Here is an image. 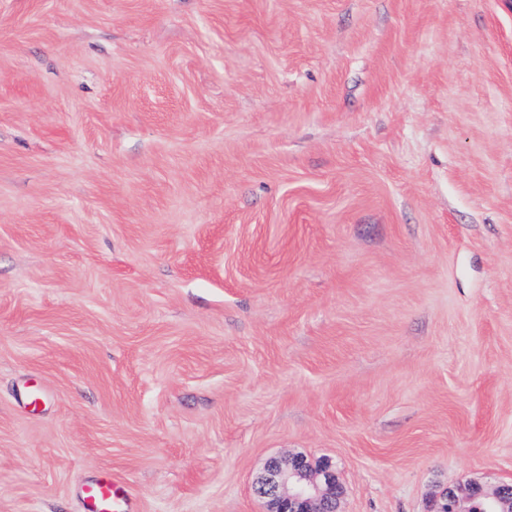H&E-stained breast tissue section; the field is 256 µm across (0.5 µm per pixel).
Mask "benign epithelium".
<instances>
[{
	"label": "benign epithelium",
	"instance_id": "7a95c632",
	"mask_svg": "<svg viewBox=\"0 0 512 512\" xmlns=\"http://www.w3.org/2000/svg\"><path fill=\"white\" fill-rule=\"evenodd\" d=\"M341 489L331 461L312 462L302 454L270 461L254 483L266 512H338L336 492ZM483 496L496 505L494 512H512V484L487 491L477 483L453 494L443 493L435 512H474L471 502Z\"/></svg>",
	"mask_w": 512,
	"mask_h": 512
}]
</instances>
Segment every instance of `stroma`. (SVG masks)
I'll use <instances>...</instances> for the list:
<instances>
[{"instance_id":"1","label":"stroma","mask_w":512,"mask_h":512,"mask_svg":"<svg viewBox=\"0 0 512 512\" xmlns=\"http://www.w3.org/2000/svg\"><path fill=\"white\" fill-rule=\"evenodd\" d=\"M296 453L512 481V0H0V512Z\"/></svg>"}]
</instances>
